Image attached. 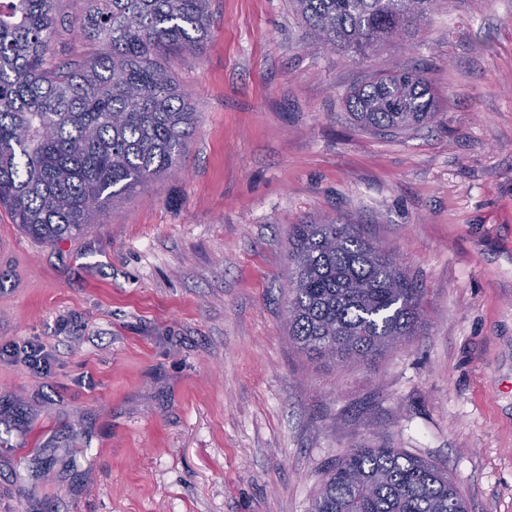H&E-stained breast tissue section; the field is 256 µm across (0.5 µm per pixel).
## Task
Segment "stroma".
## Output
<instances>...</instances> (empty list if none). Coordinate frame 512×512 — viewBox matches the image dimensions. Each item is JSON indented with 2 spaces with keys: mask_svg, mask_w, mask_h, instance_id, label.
<instances>
[{
  "mask_svg": "<svg viewBox=\"0 0 512 512\" xmlns=\"http://www.w3.org/2000/svg\"><path fill=\"white\" fill-rule=\"evenodd\" d=\"M83 9L63 0L50 61L89 55ZM210 11L203 52L165 61L199 114L178 172L51 244L0 209V512H309L332 462L381 442L468 512H512V0H434L356 61L289 0ZM412 68L434 126L352 123L351 87ZM333 218L426 291L424 330L373 364L288 338L289 228Z\"/></svg>",
  "mask_w": 512,
  "mask_h": 512,
  "instance_id": "obj_1",
  "label": "stroma"
}]
</instances>
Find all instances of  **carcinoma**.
Listing matches in <instances>:
<instances>
[{
    "mask_svg": "<svg viewBox=\"0 0 512 512\" xmlns=\"http://www.w3.org/2000/svg\"><path fill=\"white\" fill-rule=\"evenodd\" d=\"M60 0H0V208L45 243L105 223L111 202L178 170L196 129L191 96L163 63L199 52L209 0H86L90 60L50 63ZM320 46L361 54L399 39L433 0H291ZM346 108L362 129L405 134L436 116L416 70L377 73ZM288 336L307 357L372 363L420 335L424 289L358 224H294ZM467 512L448 474L402 448L361 446L327 471L310 512Z\"/></svg>",
    "mask_w": 512,
    "mask_h": 512,
    "instance_id": "cac0c4a2",
    "label": "carcinoma"
}]
</instances>
